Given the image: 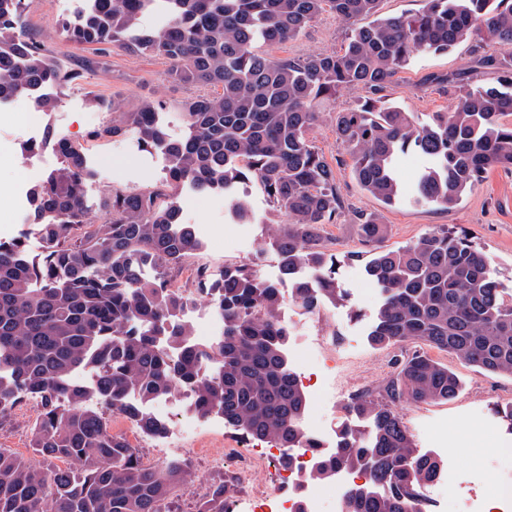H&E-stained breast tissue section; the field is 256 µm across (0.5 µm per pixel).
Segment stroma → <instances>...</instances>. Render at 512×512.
Returning <instances> with one entry per match:
<instances>
[{
  "mask_svg": "<svg viewBox=\"0 0 512 512\" xmlns=\"http://www.w3.org/2000/svg\"><path fill=\"white\" fill-rule=\"evenodd\" d=\"M64 15L60 0H39L38 4L26 8L23 30L42 41L68 66L78 69L91 53L65 39L60 27ZM345 30L335 14L327 12L298 38L265 46L264 51L275 58L338 53L344 46ZM493 51V46L468 39L445 54H415L396 74L385 93L393 104L415 119L428 120L432 113L447 111L452 104L442 78L457 75L475 84L495 82L494 70L475 64L479 53ZM168 70L169 64L163 58L117 49L103 58L95 71L52 89L58 105L44 113L41 124L83 146L88 164L96 172L85 191L92 219L100 217L99 204L106 190L150 187L160 181L166 158L158 151H143L133 136L120 143L112 139H88L87 133L93 125L104 124L109 119L107 113L90 107V97H119L130 111L137 108L142 97H153L163 105L162 116L170 135L181 138L185 132V102L209 94L210 89L173 80ZM361 95L358 89L338 93L334 101L326 104L323 118L313 132L316 148L336 173V190L342 199V209L335 223L324 225L322 237L337 255L336 278L345 298L337 303H324L312 312L300 308L289 298L284 299L281 307L282 318L293 327L288 340L289 353H308L316 360L314 377L306 389V417L320 422L333 433L350 421L346 410L349 398L364 390L379 392L391 374L394 360L406 353L402 347L381 349L369 342L368 333L382 302L383 290L365 273L364 266L370 256L363 251L357 214L373 213L389 224L390 233L384 241L388 249L408 246L438 227L465 232L472 243L488 255L505 296H512V170H491L481 185L466 193L452 208L418 205L412 201L414 182L426 161L410 152L399 160V199L383 204L355 180L351 159L336 138V114L354 107ZM30 140L25 118L17 114L0 117V185L7 189L6 195L0 196L2 238L22 233L21 225L11 221L12 188L25 160L22 147ZM246 192L253 209L265 216V223L229 225L223 195H201L188 189L181 193L182 211L192 213L194 223L206 230L201 249L171 274L173 283L186 293L194 291L197 270H205L215 280L221 277L225 266L232 264H249L259 270L262 278L280 280L277 257L266 241L273 224L286 223L287 218L271 210L258 183H248ZM228 225L238 239L237 247L231 249L224 246V228ZM431 356L460 378V393L446 402L404 404L399 413L416 449L437 453L447 461L449 473L457 477L454 491L460 512H467L470 501L482 497L494 486L497 457L512 451V432L497 413L498 407L512 402V377L476 372L455 356L437 350L432 351ZM39 410L38 400L26 397L0 421V448L38 467L43 460L34 453L30 439ZM108 421L113 433L127 437L129 444L137 449L144 465L152 466L172 458L190 461L193 476L174 494L184 512H191L211 484L223 478L233 481L231 496L235 499L271 487L270 470L262 469L247 476L237 461L216 463L215 458L222 449L239 448L244 443L242 435L225 426L220 418H208L190 433L169 431L160 439L136 433L133 424L122 416H109Z\"/></svg>",
  "mask_w": 512,
  "mask_h": 512,
  "instance_id": "1",
  "label": "stroma"
}]
</instances>
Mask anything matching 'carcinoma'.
I'll list each match as a JSON object with an SVG mask.
<instances>
[{"mask_svg":"<svg viewBox=\"0 0 512 512\" xmlns=\"http://www.w3.org/2000/svg\"><path fill=\"white\" fill-rule=\"evenodd\" d=\"M98 7L61 21L66 39L106 57L115 49L162 56L169 75L218 93L184 104L187 133L172 138L163 106L150 98L128 112L94 96L110 119L93 139L137 135L139 146L166 158L165 178L148 191L109 190L99 223L88 217L84 188L93 172L82 149L47 131L60 166L30 190V227L43 241L35 259L24 237L0 240V419L26 395L40 400L32 448L64 466L37 468L0 450V512H179L175 490L192 476L185 459L155 467L112 433L104 403L143 434L161 438L168 423L148 407L175 389L198 414L281 448H315L304 431L307 397L288 368V323L281 288L257 270L224 267L211 281L197 271V291L224 315V335L210 346L180 319L187 303L167 271L199 249L183 223L179 192H220L236 224L254 212L240 186L259 183L268 204L288 214L270 241L292 300L312 311L343 299L336 257L322 225L341 210L336 176L310 135L322 106L345 89L366 96L336 113V135L356 180L385 204L399 194L396 159L412 149L428 161L414 201L453 207L494 168L512 169V0H427L415 17L378 18L380 0H97ZM26 0H0V95L27 100L37 112L56 102L31 95L37 83L72 76L39 41L19 33ZM346 24L342 52L277 59L257 47L297 38L322 13ZM154 12L158 28H142ZM476 37L499 47L479 64L498 73L493 86L446 78L453 104L420 123L387 104L383 92L415 53H446ZM362 242L374 247L367 275L385 292L372 345L420 344L453 354L481 371L512 376V302L504 300L487 255L465 235L434 229L412 244L384 249L388 225L358 214ZM145 269H156L149 279ZM311 269L312 279L298 273ZM217 370L206 371V361ZM97 374L87 388L79 370ZM460 380L448 367L415 354L395 363L379 396L353 395L335 453L317 458L310 475L338 468L364 474L342 512H429L425 488L443 462L413 447L397 412L405 403L448 401ZM228 481L212 485L196 512H226Z\"/></svg>","mask_w":512,"mask_h":512,"instance_id":"carcinoma-1","label":"carcinoma"}]
</instances>
